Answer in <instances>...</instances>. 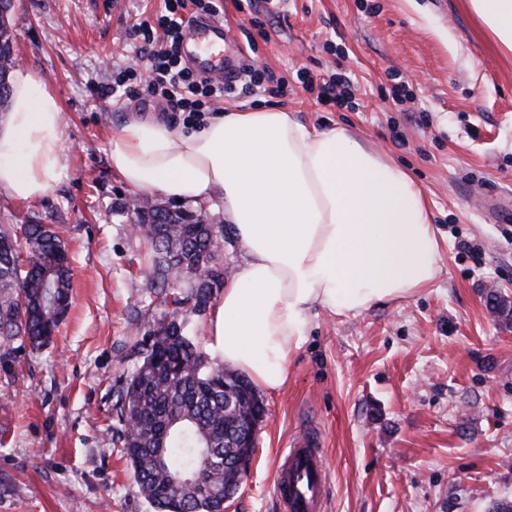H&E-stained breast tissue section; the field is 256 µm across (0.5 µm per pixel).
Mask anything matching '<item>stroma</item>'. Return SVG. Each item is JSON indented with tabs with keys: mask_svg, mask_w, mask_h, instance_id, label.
Returning a JSON list of instances; mask_svg holds the SVG:
<instances>
[{
	"mask_svg": "<svg viewBox=\"0 0 512 512\" xmlns=\"http://www.w3.org/2000/svg\"><path fill=\"white\" fill-rule=\"evenodd\" d=\"M244 42L265 19L255 57L285 82L281 106L301 122L350 127L426 190L442 272L407 300L339 318L315 311L288 382L264 394L249 472L224 512H280L279 457L316 432L329 472L326 512H493L512 501V51L469 0H281L267 14L218 0ZM162 0H15V52L57 95L69 175L48 195L0 191V217L51 224L72 264V305L50 345L0 369V512H153L114 443L116 402L149 324V249L119 214L133 196L108 160L113 132L164 117L155 100L97 98L133 64L134 24ZM348 74L349 105L321 104L299 69ZM409 82L394 100L389 73Z\"/></svg>",
	"mask_w": 512,
	"mask_h": 512,
	"instance_id": "1",
	"label": "stroma"
}]
</instances>
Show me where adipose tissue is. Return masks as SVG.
Masks as SVG:
<instances>
[{"instance_id": "adipose-tissue-1", "label": "adipose tissue", "mask_w": 512, "mask_h": 512, "mask_svg": "<svg viewBox=\"0 0 512 512\" xmlns=\"http://www.w3.org/2000/svg\"><path fill=\"white\" fill-rule=\"evenodd\" d=\"M470 6L512 51V0ZM109 160L136 191L222 201L242 261L209 313L208 351L256 389L286 385L314 309L354 316L441 272L424 188L346 127L308 126L280 108L228 107L193 130L137 117L113 134ZM67 171L60 102L18 66L0 119V190L36 200Z\"/></svg>"}]
</instances>
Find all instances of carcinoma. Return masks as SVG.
Segmentation results:
<instances>
[{
    "mask_svg": "<svg viewBox=\"0 0 512 512\" xmlns=\"http://www.w3.org/2000/svg\"><path fill=\"white\" fill-rule=\"evenodd\" d=\"M13 0H0V112L9 109V62L14 38ZM150 250L152 287L173 295L171 272L190 288L192 310L209 307L224 287L223 229L181 204L149 203L132 212ZM71 268L58 232L47 224H0V366L10 370L20 351L50 343L69 307ZM118 399L119 451L132 467L144 498L159 512H224V462L238 459L239 430L264 411L262 399L240 373L200 350L184 320L165 316L147 334ZM207 458L203 485L175 482Z\"/></svg>",
    "mask_w": 512,
    "mask_h": 512,
    "instance_id": "carcinoma-1",
    "label": "carcinoma"
}]
</instances>
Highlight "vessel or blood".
Returning <instances> with one entry per match:
<instances>
[{"label": "vessel or blood", "mask_w": 512, "mask_h": 512, "mask_svg": "<svg viewBox=\"0 0 512 512\" xmlns=\"http://www.w3.org/2000/svg\"><path fill=\"white\" fill-rule=\"evenodd\" d=\"M224 23L215 17L195 20L188 45L200 74L224 78L235 71L233 57L224 53ZM329 477L315 434L296 437L278 465L273 490L282 512H326Z\"/></svg>", "instance_id": "b4317fda"}]
</instances>
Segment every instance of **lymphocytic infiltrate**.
I'll return each mask as SVG.
<instances>
[{
	"label": "lymphocytic infiltrate",
	"instance_id": "obj_1",
	"mask_svg": "<svg viewBox=\"0 0 512 512\" xmlns=\"http://www.w3.org/2000/svg\"><path fill=\"white\" fill-rule=\"evenodd\" d=\"M164 4V12L155 19L143 20L134 27L145 59L144 72L131 67L113 72L111 85L100 88V96L131 93L158 99L184 124L197 126L218 103L248 98L261 90L271 96L277 94L276 76L255 62L242 63L235 75L221 82L200 77L183 62L180 45L190 32V21L218 14L217 0H164Z\"/></svg>",
	"mask_w": 512,
	"mask_h": 512
}]
</instances>
